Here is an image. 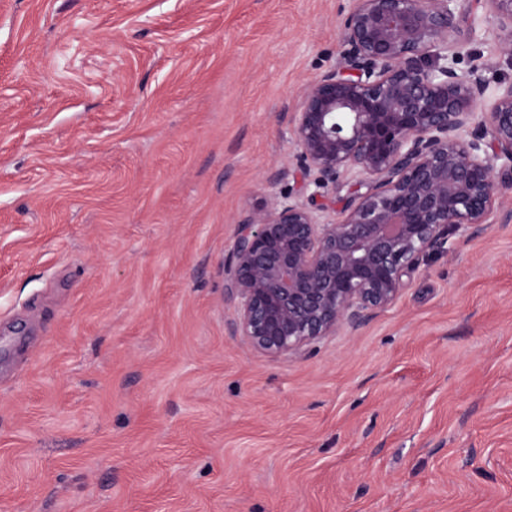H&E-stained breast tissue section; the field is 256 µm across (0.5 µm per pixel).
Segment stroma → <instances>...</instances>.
Wrapping results in <instances>:
<instances>
[{
  "instance_id": "35a3bbf8",
  "label": "stroma",
  "mask_w": 512,
  "mask_h": 512,
  "mask_svg": "<svg viewBox=\"0 0 512 512\" xmlns=\"http://www.w3.org/2000/svg\"><path fill=\"white\" fill-rule=\"evenodd\" d=\"M350 6L0 0V512H512V223L303 353L236 330L238 225L343 206L292 116Z\"/></svg>"
}]
</instances>
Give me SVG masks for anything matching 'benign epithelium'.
<instances>
[{
	"mask_svg": "<svg viewBox=\"0 0 512 512\" xmlns=\"http://www.w3.org/2000/svg\"><path fill=\"white\" fill-rule=\"evenodd\" d=\"M512 57V0H483ZM459 0H354L332 69L293 116L300 168L350 188L338 215L269 197L224 256L237 332L265 355L297 354L394 302L405 277L493 214L512 222V84L487 95L482 66L459 67ZM366 191H360V188Z\"/></svg>",
	"mask_w": 512,
	"mask_h": 512,
	"instance_id": "7a95c632",
	"label": "benign epithelium"
}]
</instances>
